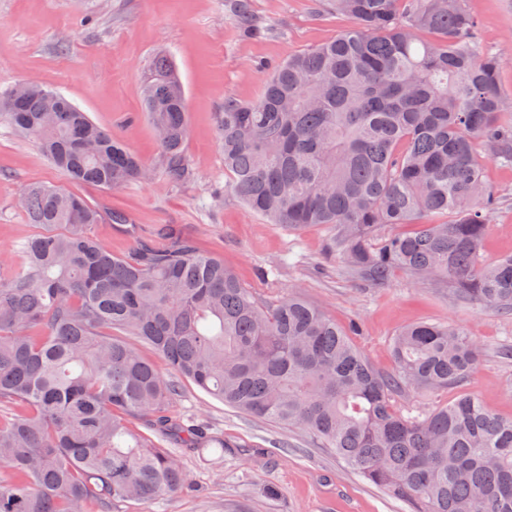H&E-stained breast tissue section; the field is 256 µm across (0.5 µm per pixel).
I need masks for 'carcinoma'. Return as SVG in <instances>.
<instances>
[{"mask_svg":"<svg viewBox=\"0 0 512 512\" xmlns=\"http://www.w3.org/2000/svg\"><path fill=\"white\" fill-rule=\"evenodd\" d=\"M260 34L249 0H227ZM350 29L277 65L255 100L216 114L227 188L290 229L335 230L329 250L379 285L395 270L441 276L457 296L512 311V254L480 260L496 197L485 164L512 165L503 58L483 48L465 0H331ZM143 105L155 169L62 94L0 90V122L72 182L117 189L189 178L184 89L156 58ZM19 206L40 232L0 272V512H112L191 488L165 441L224 449L173 418L180 381L253 417L299 427L411 512H512V417L471 393L405 417L397 397L462 385L481 347L459 324L419 322L379 370L295 290L267 303L178 224L122 256L92 232L100 210L33 184ZM410 225L383 234L385 226ZM167 362L166 377L129 342ZM142 421L157 437L129 428Z\"/></svg>","mask_w":512,"mask_h":512,"instance_id":"1","label":"carcinoma"}]
</instances>
